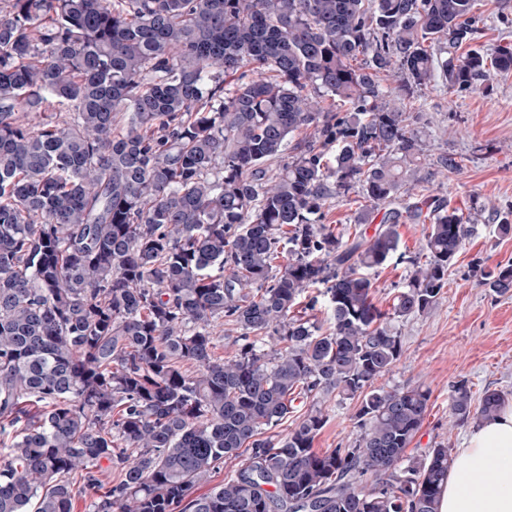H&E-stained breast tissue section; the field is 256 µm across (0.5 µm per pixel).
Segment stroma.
Segmentation results:
<instances>
[{
  "instance_id": "obj_1",
  "label": "stroma",
  "mask_w": 512,
  "mask_h": 512,
  "mask_svg": "<svg viewBox=\"0 0 512 512\" xmlns=\"http://www.w3.org/2000/svg\"><path fill=\"white\" fill-rule=\"evenodd\" d=\"M479 4L483 21L477 44L491 49L512 42V0ZM402 106L418 114L417 127L429 144L422 171L433 172L437 158L445 153L462 164L459 171L435 175L427 185L429 194L444 197L449 206L464 212L476 206L483 209L434 307L392 322L403 355L384 378V386H419L431 393L428 418L406 450L408 458L417 459L439 445L457 450L471 431V424H455L449 413L456 381L467 379L474 397L497 391L505 402H512V294L499 295L482 279L483 273L512 261V234L505 236L497 229L503 216H512V74L491 73L462 93L427 89ZM399 232V257L371 273L374 301L384 311L391 309L395 295L406 285L411 261L425 244V225L404 224ZM359 404V399L333 394L301 398L295 402V414L277 431L287 433L298 414L317 406L328 421L314 441L315 449L348 448L358 436Z\"/></svg>"
}]
</instances>
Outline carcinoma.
I'll use <instances>...</instances> for the list:
<instances>
[{
	"label": "carcinoma",
	"mask_w": 512,
	"mask_h": 512,
	"mask_svg": "<svg viewBox=\"0 0 512 512\" xmlns=\"http://www.w3.org/2000/svg\"><path fill=\"white\" fill-rule=\"evenodd\" d=\"M476 10L3 0L0 512H74L82 493L89 512H438L448 449L404 463L430 391L380 381L403 353L391 320L433 308L479 210L422 195L427 144L392 100L512 72L511 43L458 54ZM352 189L365 205L344 239L317 218ZM425 223L389 315L364 271ZM485 281L511 293L512 264ZM319 285L328 333L292 315ZM224 318L238 349L217 358ZM333 392L361 398L354 447L313 448L315 407L271 433L299 397ZM449 401L464 425L504 398L476 403L461 379Z\"/></svg>",
	"instance_id": "obj_1"
}]
</instances>
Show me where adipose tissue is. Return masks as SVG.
Instances as JSON below:
<instances>
[{"label":"adipose tissue","mask_w":512,"mask_h":512,"mask_svg":"<svg viewBox=\"0 0 512 512\" xmlns=\"http://www.w3.org/2000/svg\"><path fill=\"white\" fill-rule=\"evenodd\" d=\"M439 512H512V405L470 431L453 458Z\"/></svg>","instance_id":"ef3b65f1"}]
</instances>
